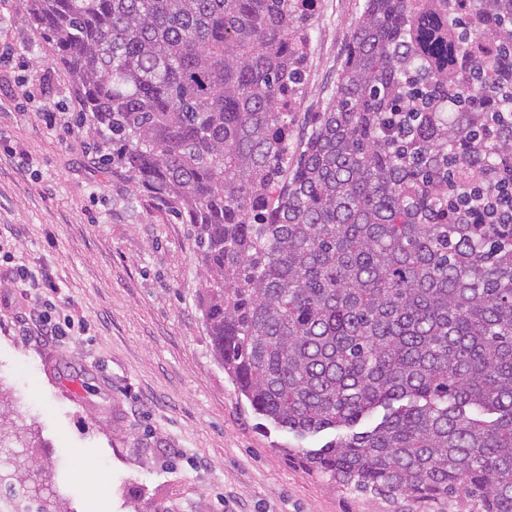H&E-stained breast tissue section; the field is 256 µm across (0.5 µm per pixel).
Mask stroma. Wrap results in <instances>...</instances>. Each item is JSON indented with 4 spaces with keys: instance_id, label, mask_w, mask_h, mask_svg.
Listing matches in <instances>:
<instances>
[{
    "instance_id": "35a3bbf8",
    "label": "stroma",
    "mask_w": 512,
    "mask_h": 512,
    "mask_svg": "<svg viewBox=\"0 0 512 512\" xmlns=\"http://www.w3.org/2000/svg\"><path fill=\"white\" fill-rule=\"evenodd\" d=\"M363 4L317 0L291 143L333 94ZM0 95L18 102L0 116V138L33 160L24 174L0 162L7 249L52 268L67 312L87 322L59 346L0 332L1 474L22 466L49 479L55 512H93L102 482L109 512H479L464 497L343 488L290 456L333 432L298 439L240 397L211 350L188 225L172 202L94 162L69 74L15 4L0 22ZM47 105L74 133L43 124Z\"/></svg>"
}]
</instances>
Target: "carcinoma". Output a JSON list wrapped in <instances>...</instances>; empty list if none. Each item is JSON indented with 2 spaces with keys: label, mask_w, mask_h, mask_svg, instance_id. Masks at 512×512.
Here are the masks:
<instances>
[{
  "label": "carcinoma",
  "mask_w": 512,
  "mask_h": 512,
  "mask_svg": "<svg viewBox=\"0 0 512 512\" xmlns=\"http://www.w3.org/2000/svg\"><path fill=\"white\" fill-rule=\"evenodd\" d=\"M314 0H18L86 132L179 206L216 359L253 412L342 487L512 512V224L456 189L512 173V0H365L336 91L288 165ZM366 430L355 427L370 419Z\"/></svg>",
  "instance_id": "carcinoma-1"
}]
</instances>
